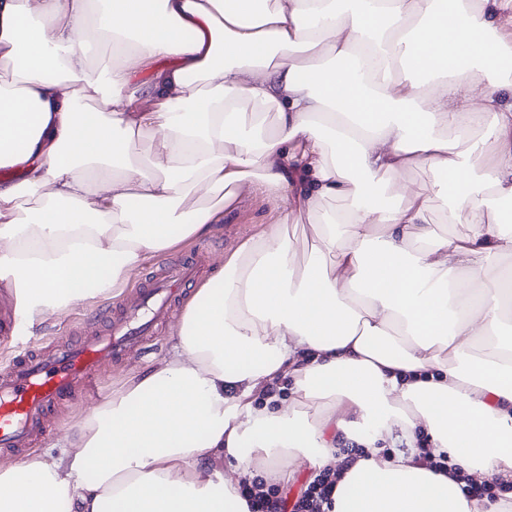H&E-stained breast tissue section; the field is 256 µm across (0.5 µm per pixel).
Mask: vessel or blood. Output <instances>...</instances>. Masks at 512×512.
Segmentation results:
<instances>
[{"mask_svg": "<svg viewBox=\"0 0 512 512\" xmlns=\"http://www.w3.org/2000/svg\"><path fill=\"white\" fill-rule=\"evenodd\" d=\"M193 273L192 262L161 266L121 305L101 334L51 349L28 348L0 370V447L25 448L45 418L76 390H90L101 369L144 344L158 320L179 316L178 298Z\"/></svg>", "mask_w": 512, "mask_h": 512, "instance_id": "obj_1", "label": "vessel or blood"}]
</instances>
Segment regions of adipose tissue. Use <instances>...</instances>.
<instances>
[{"label": "adipose tissue", "mask_w": 512, "mask_h": 512, "mask_svg": "<svg viewBox=\"0 0 512 512\" xmlns=\"http://www.w3.org/2000/svg\"><path fill=\"white\" fill-rule=\"evenodd\" d=\"M495 8L512 0H0V284L23 326L120 295L245 189L284 205L198 288L167 355L0 466V512H248L240 481L293 466L335 470L333 512H512L460 490L512 482V267L488 273L512 257ZM102 44L117 62L99 70ZM474 125L492 148L479 164ZM423 165L425 192L402 180ZM434 209L466 234H438ZM305 221L299 264L288 227ZM422 431L456 476L422 458Z\"/></svg>", "instance_id": "ef3b65f1"}]
</instances>
